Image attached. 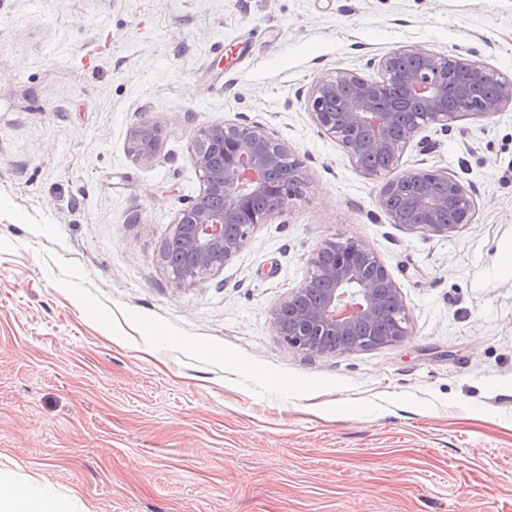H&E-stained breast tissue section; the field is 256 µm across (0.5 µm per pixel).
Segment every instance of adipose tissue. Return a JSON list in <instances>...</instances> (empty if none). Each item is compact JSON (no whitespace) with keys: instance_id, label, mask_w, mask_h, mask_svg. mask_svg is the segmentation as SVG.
<instances>
[{"instance_id":"1","label":"adipose tissue","mask_w":512,"mask_h":512,"mask_svg":"<svg viewBox=\"0 0 512 512\" xmlns=\"http://www.w3.org/2000/svg\"><path fill=\"white\" fill-rule=\"evenodd\" d=\"M76 507L51 485L24 482L15 472L0 469V512H77Z\"/></svg>"}]
</instances>
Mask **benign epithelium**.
Returning a JSON list of instances; mask_svg holds the SVG:
<instances>
[{
	"instance_id": "7a95c632",
	"label": "benign epithelium",
	"mask_w": 512,
	"mask_h": 512,
	"mask_svg": "<svg viewBox=\"0 0 512 512\" xmlns=\"http://www.w3.org/2000/svg\"><path fill=\"white\" fill-rule=\"evenodd\" d=\"M381 79H364L344 68L316 84L309 103L318 127L347 152L368 177V155L398 168L423 127L459 117L488 118L512 105V77L456 53L403 46L377 64ZM132 152L151 163L158 129L147 122L131 132ZM288 147L260 127L218 123L194 136L193 159L201 188L175 216L167 239L181 246L186 271L170 265L176 282L195 284L224 268L255 228L284 212L307 185L296 160L285 167ZM377 206L390 223L411 233L450 237L473 223L477 201L446 171H419L388 178ZM288 345L336 355L391 344L406 334L407 306L400 287L361 240H326L310 260L308 276L272 310Z\"/></svg>"
}]
</instances>
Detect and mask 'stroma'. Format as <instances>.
Segmentation results:
<instances>
[{
	"label": "stroma",
	"instance_id": "35a3bbf8",
	"mask_svg": "<svg viewBox=\"0 0 512 512\" xmlns=\"http://www.w3.org/2000/svg\"><path fill=\"white\" fill-rule=\"evenodd\" d=\"M403 46L512 76V0H0V468L85 512H512V105L401 158L472 189L448 238L391 224L383 178L308 105ZM224 121L287 145L308 186L183 285L160 252L200 190L193 137ZM350 238L399 285L406 336L289 346L273 307ZM130 141L132 143L131 151L136 158L145 164L152 163L159 143L158 129L154 125L144 122L131 132Z\"/></svg>",
	"mask_w": 512,
	"mask_h": 512
}]
</instances>
